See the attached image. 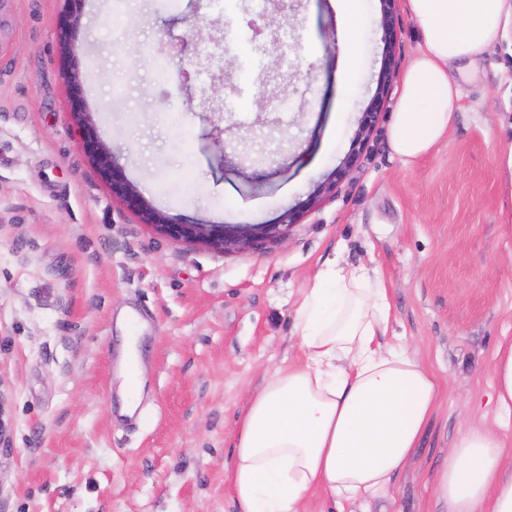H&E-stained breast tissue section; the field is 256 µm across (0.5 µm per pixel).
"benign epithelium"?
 Returning <instances> with one entry per match:
<instances>
[{
  "instance_id": "1",
  "label": "benign epithelium",
  "mask_w": 512,
  "mask_h": 512,
  "mask_svg": "<svg viewBox=\"0 0 512 512\" xmlns=\"http://www.w3.org/2000/svg\"><path fill=\"white\" fill-rule=\"evenodd\" d=\"M12 0H0V55L11 50L8 35L9 7ZM381 4V26L385 39L394 42L397 39L398 17L395 12L396 0H379ZM398 62L392 51H387L382 61L379 74V88L372 97L360 119L358 130L353 140L352 154L344 166L334 172L333 178L324 183L317 194L307 202L312 208L321 198L332 194L354 166L364 141L377 124L384 107L385 88L392 80ZM73 120L83 131L82 147L102 177L108 182L112 193L124 201L127 206L141 215L142 221L155 226L169 237L182 240H197L221 249H245L254 244L259 236L279 237L285 230L299 223L303 215L301 210L288 209L277 224H187L178 222L162 211L150 205L140 194L137 187L129 181L117 165L110 147L100 139L91 113L83 107L71 112Z\"/></svg>"
}]
</instances>
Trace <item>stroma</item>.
Wrapping results in <instances>:
<instances>
[{"mask_svg":"<svg viewBox=\"0 0 512 512\" xmlns=\"http://www.w3.org/2000/svg\"><path fill=\"white\" fill-rule=\"evenodd\" d=\"M265 0H12L0 57V512H236L224 480L234 430L266 369L295 360L293 316L325 261L374 265L388 292L386 343L414 349L439 400L417 448L372 512H442L435 491L512 341V28L463 82L447 136L411 163L392 148L400 93L356 164L283 237L223 251L142 223L79 143L67 74L128 179L155 208L202 224H275L350 154L386 51L421 43L396 0L387 45L378 0H357L358 57L341 73L331 0L270 17L287 60L230 45L225 16ZM71 35L72 55L58 35ZM222 58L199 57L195 32ZM184 47L181 82L162 50ZM243 111H226V103ZM144 328L141 400L121 414L117 319Z\"/></svg>","mask_w":512,"mask_h":512,"instance_id":"stroma-1","label":"stroma"}]
</instances>
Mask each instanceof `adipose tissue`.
Instances as JSON below:
<instances>
[{
    "label": "adipose tissue",
    "mask_w": 512,
    "mask_h": 512,
    "mask_svg": "<svg viewBox=\"0 0 512 512\" xmlns=\"http://www.w3.org/2000/svg\"><path fill=\"white\" fill-rule=\"evenodd\" d=\"M422 43L402 74L390 124L393 148L428 154L459 109L460 78L472 76L512 0H406ZM388 293L368 273L327 264L294 315L300 358L266 372L247 397L227 472L238 512H302L311 490L335 506L381 497L412 454L438 400L435 377L408 346H382ZM490 397L512 418V342L494 356ZM436 493L447 512H512L505 442L489 427L463 431L448 450Z\"/></svg>",
    "instance_id": "obj_1"
}]
</instances>
